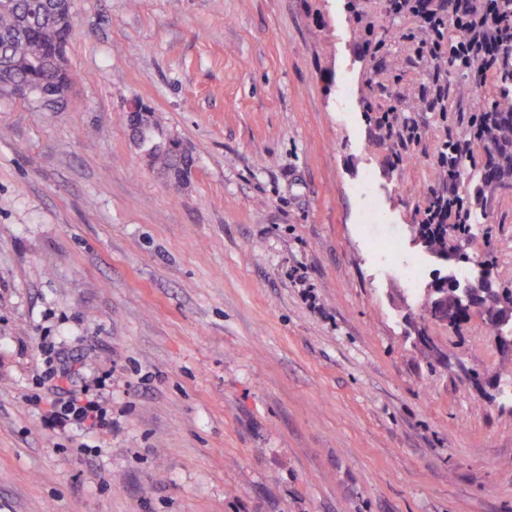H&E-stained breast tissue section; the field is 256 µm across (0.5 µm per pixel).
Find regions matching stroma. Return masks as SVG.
Segmentation results:
<instances>
[{
  "instance_id": "obj_1",
  "label": "stroma",
  "mask_w": 512,
  "mask_h": 512,
  "mask_svg": "<svg viewBox=\"0 0 512 512\" xmlns=\"http://www.w3.org/2000/svg\"><path fill=\"white\" fill-rule=\"evenodd\" d=\"M361 5L72 0L64 107L0 95V512H512V351L476 312L427 325L434 352L408 323L475 99L382 137L386 62L430 83L416 20ZM139 101L195 157L181 191ZM475 211L466 248L511 285L512 181ZM99 378L111 424L46 425L40 395ZM470 142L461 141L448 137L443 141L439 150V164L436 170V175L439 179L449 185L456 182L457 177L461 175L465 162L469 153ZM448 171L450 175L455 177L453 180L448 181Z\"/></svg>"
}]
</instances>
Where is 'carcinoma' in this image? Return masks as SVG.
Returning a JSON list of instances; mask_svg holds the SVG:
<instances>
[{
	"instance_id": "carcinoma-1",
	"label": "carcinoma",
	"mask_w": 512,
	"mask_h": 512,
	"mask_svg": "<svg viewBox=\"0 0 512 512\" xmlns=\"http://www.w3.org/2000/svg\"><path fill=\"white\" fill-rule=\"evenodd\" d=\"M386 11L395 15H411L419 23L421 35L411 31L405 38L415 44V57L431 72L436 87L432 101L415 92L404 90L400 73L392 71L389 94L395 100L408 99L414 112L448 111V77L455 79L460 94L476 92L469 82L476 73H489L495 79V92L481 99L472 115L471 136L486 151L485 162L471 176L473 197L461 199L467 211H473L484 188L494 183L512 180V0H486L493 27L484 37L488 51L496 62L488 65L483 59L466 55L468 28L457 27L448 35V15H455L477 6V0H385ZM70 35L69 5L57 15L44 0H0V93L16 87V96L41 100L53 90L69 92L73 83L65 50ZM361 38L372 53L380 52L388 41L387 32L372 24L361 30ZM140 119V140L154 144L147 159L164 172L166 180L179 189L192 172L193 158L178 141L167 136L152 109L137 103ZM470 142L452 137L443 141L439 150L436 175L446 182L448 176L461 175L469 153ZM420 234L430 250L438 253L448 245V224H424ZM496 301L490 304L483 295L474 298V306L488 317L512 307L511 288H492Z\"/></svg>"
}]
</instances>
